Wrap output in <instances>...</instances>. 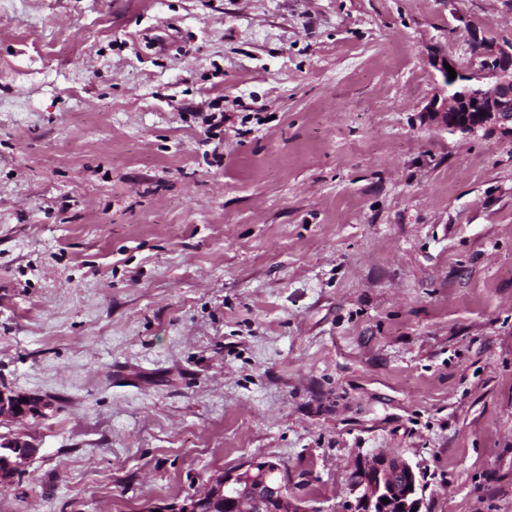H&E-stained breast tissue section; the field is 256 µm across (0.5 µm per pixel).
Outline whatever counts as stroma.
I'll return each mask as SVG.
<instances>
[{"instance_id": "obj_1", "label": "stroma", "mask_w": 512, "mask_h": 512, "mask_svg": "<svg viewBox=\"0 0 512 512\" xmlns=\"http://www.w3.org/2000/svg\"><path fill=\"white\" fill-rule=\"evenodd\" d=\"M512 0H0V512H148L279 463L347 512H512V141L423 112ZM223 114L217 127L211 113ZM32 395H24L20 394L14 390L7 389L4 387H0V418L2 419H18L21 417L32 416L36 414H42V412L48 409L52 405V399L49 397L39 396L37 401L35 402V408L37 409V413L29 412L28 409L31 407L30 404L25 405L21 404V407L25 410V413H20V411H16L14 405L18 403V401H23V398H27V401L30 400ZM38 414V415H39ZM37 416V415H36ZM412 485V489L408 486ZM354 512H424L421 471L395 452L379 450L359 458L347 482ZM387 498L389 503H383ZM403 505V509H400Z\"/></svg>"}]
</instances>
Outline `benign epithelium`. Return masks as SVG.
Instances as JSON below:
<instances>
[{
    "label": "benign epithelium",
    "instance_id": "1",
    "mask_svg": "<svg viewBox=\"0 0 512 512\" xmlns=\"http://www.w3.org/2000/svg\"><path fill=\"white\" fill-rule=\"evenodd\" d=\"M478 67L462 69L446 52L431 56L439 73L437 91L424 107L430 122L454 132L480 129L497 131L512 139V40L498 41L477 30L468 35ZM450 65L456 72L448 88ZM25 395L0 387V418L31 415L16 411ZM353 497L352 512H423L424 484L421 471L395 452L379 450L359 458L347 482ZM224 502V512H315L295 496L280 465L271 460H252L213 477L203 490L177 508L157 505L159 512H200L204 502Z\"/></svg>",
    "mask_w": 512,
    "mask_h": 512
}]
</instances>
